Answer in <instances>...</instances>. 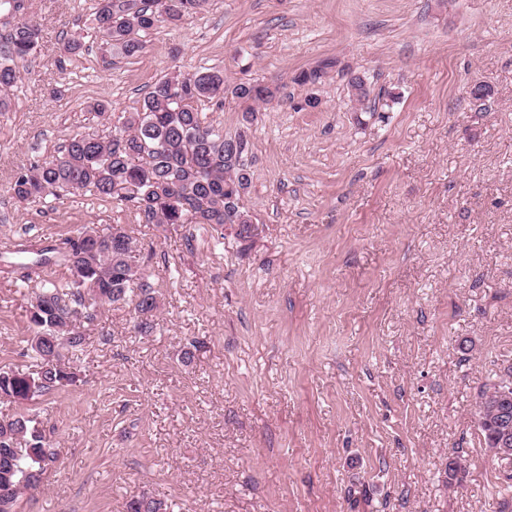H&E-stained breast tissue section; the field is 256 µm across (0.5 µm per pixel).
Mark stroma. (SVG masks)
<instances>
[{
	"label": "stroma",
	"mask_w": 512,
	"mask_h": 512,
	"mask_svg": "<svg viewBox=\"0 0 512 512\" xmlns=\"http://www.w3.org/2000/svg\"><path fill=\"white\" fill-rule=\"evenodd\" d=\"M24 3L41 32L0 112V265L2 242L121 224L160 309L141 334L127 305L101 307L75 383L0 403L58 453L18 512H512V462L474 417L512 366V0H209L128 58L96 38L95 0ZM205 69L275 91L196 105L247 136L248 233L145 224L84 192L12 199L19 166L96 127L90 104L134 112ZM29 290L0 272V371L37 367Z\"/></svg>",
	"instance_id": "35a3bbf8"
}]
</instances>
